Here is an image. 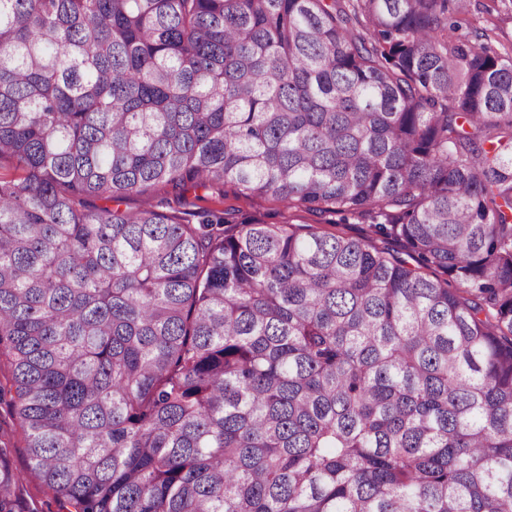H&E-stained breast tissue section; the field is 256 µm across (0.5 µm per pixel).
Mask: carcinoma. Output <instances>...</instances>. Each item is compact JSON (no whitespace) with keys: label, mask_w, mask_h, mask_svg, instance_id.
Segmentation results:
<instances>
[{"label":"carcinoma","mask_w":512,"mask_h":512,"mask_svg":"<svg viewBox=\"0 0 512 512\" xmlns=\"http://www.w3.org/2000/svg\"><path fill=\"white\" fill-rule=\"evenodd\" d=\"M466 13L0 0V402L56 512H512V49ZM227 183L407 257L88 203Z\"/></svg>","instance_id":"carcinoma-1"}]
</instances>
